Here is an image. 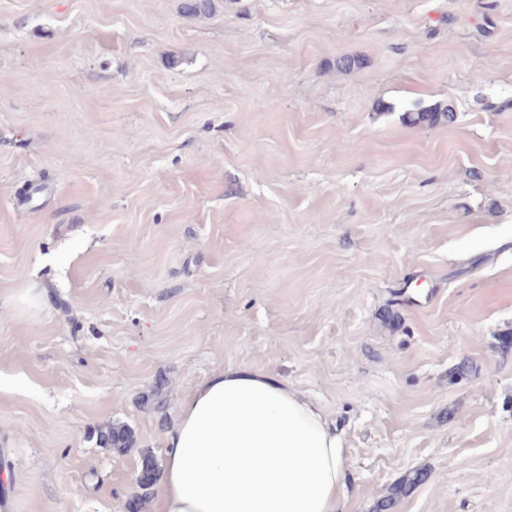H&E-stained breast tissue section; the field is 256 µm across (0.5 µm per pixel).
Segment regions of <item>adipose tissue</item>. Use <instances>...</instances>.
<instances>
[{
    "mask_svg": "<svg viewBox=\"0 0 512 512\" xmlns=\"http://www.w3.org/2000/svg\"><path fill=\"white\" fill-rule=\"evenodd\" d=\"M164 445L155 512H337L344 453L326 413L267 370L213 372Z\"/></svg>",
    "mask_w": 512,
    "mask_h": 512,
    "instance_id": "adipose-tissue-1",
    "label": "adipose tissue"
}]
</instances>
